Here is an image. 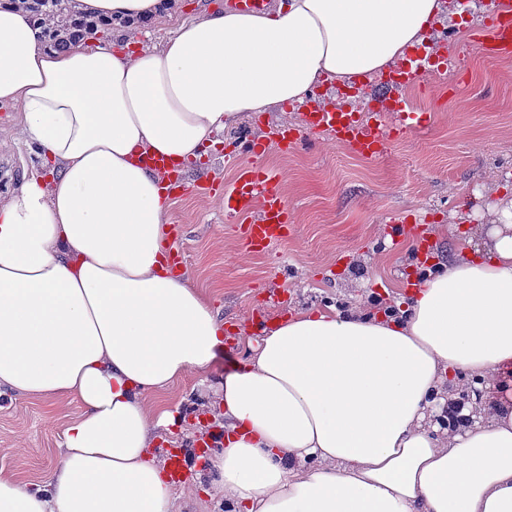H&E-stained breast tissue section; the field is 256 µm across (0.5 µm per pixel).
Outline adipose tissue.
<instances>
[{
  "instance_id": "adipose-tissue-1",
  "label": "adipose tissue",
  "mask_w": 512,
  "mask_h": 512,
  "mask_svg": "<svg viewBox=\"0 0 512 512\" xmlns=\"http://www.w3.org/2000/svg\"><path fill=\"white\" fill-rule=\"evenodd\" d=\"M117 44L51 50L40 19L0 0V103L39 167L0 201V387L73 398L42 483L0 474V512H179L202 489L224 512H512V206L458 259L426 268L396 312H295L256 337L205 397L211 470L174 489L156 447L181 423L158 397L207 370L224 323L165 258L163 172L201 159L241 116L349 88L424 45L447 0H279L203 9L161 43L179 0H73ZM482 383L468 425L444 411Z\"/></svg>"
}]
</instances>
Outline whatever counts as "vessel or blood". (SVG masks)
I'll list each match as a JSON object with an SVG mask.
<instances>
[{
    "label": "vessel or blood",
    "instance_id": "b4317fda",
    "mask_svg": "<svg viewBox=\"0 0 512 512\" xmlns=\"http://www.w3.org/2000/svg\"><path fill=\"white\" fill-rule=\"evenodd\" d=\"M475 46L483 52L500 56L512 55V0H497V9L487 14L473 36ZM429 60L420 55L413 58L409 67L398 73L396 83L388 85L382 97L383 109L364 115L362 110L335 108L315 104L307 112L303 127L285 123L277 128L276 143L280 150L293 147L301 130H321L335 137L336 141L350 147L356 154L375 158L384 153L396 131H408L423 126L428 121L426 113L417 111L412 103L398 92L404 83L413 82L427 72ZM266 146L250 138L239 142L233 153L239 159L232 187L224 192V211L247 218L246 239L250 245L271 244L284 235L290 221L276 172L254 165V157L263 155Z\"/></svg>",
    "mask_w": 512,
    "mask_h": 512
}]
</instances>
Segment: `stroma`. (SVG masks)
Here are the masks:
<instances>
[{
  "label": "stroma",
  "mask_w": 512,
  "mask_h": 512,
  "mask_svg": "<svg viewBox=\"0 0 512 512\" xmlns=\"http://www.w3.org/2000/svg\"><path fill=\"white\" fill-rule=\"evenodd\" d=\"M458 2L444 73L421 76L404 91L434 114L428 129L404 135L374 159L312 132L293 151L263 157L281 174L291 215L274 245L246 250V222L225 214L216 199L235 177L227 147L245 130L267 136L278 115L245 116L202 162L187 166L189 186L173 200L169 245L223 319L224 347L210 371L186 374L163 403L196 400L243 358L241 329L252 313L273 320L298 310L346 309L372 294L389 305L407 299L420 248L440 263L459 255L456 239L441 235L440 225L470 229L487 223V204L512 200V58L485 56L471 41L491 0ZM19 118L18 106H0L1 199L20 186L23 165L36 161L33 148L13 136ZM79 410L72 399L0 392V473L23 483L46 479Z\"/></svg>",
  "instance_id": "stroma-1"
}]
</instances>
